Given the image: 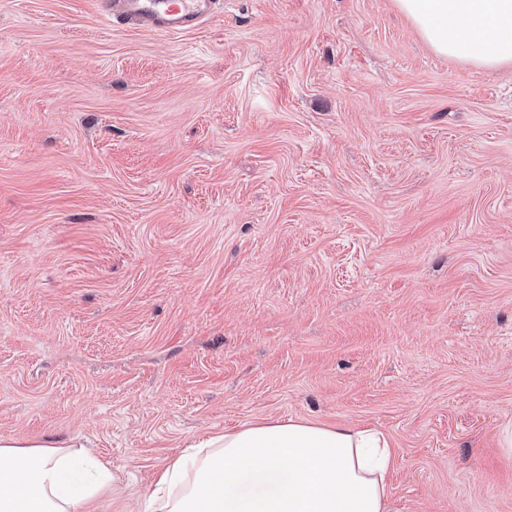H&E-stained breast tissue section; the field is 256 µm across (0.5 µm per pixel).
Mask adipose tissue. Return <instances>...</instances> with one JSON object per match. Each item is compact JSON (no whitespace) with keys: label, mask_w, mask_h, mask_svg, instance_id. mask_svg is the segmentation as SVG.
<instances>
[{"label":"adipose tissue","mask_w":512,"mask_h":512,"mask_svg":"<svg viewBox=\"0 0 512 512\" xmlns=\"http://www.w3.org/2000/svg\"><path fill=\"white\" fill-rule=\"evenodd\" d=\"M440 55L512 64V0H396ZM396 453L386 436L305 419L197 439L156 477L152 512H388ZM112 481L93 457L0 439V512H77Z\"/></svg>","instance_id":"1"}]
</instances>
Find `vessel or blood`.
<instances>
[{
    "mask_svg": "<svg viewBox=\"0 0 512 512\" xmlns=\"http://www.w3.org/2000/svg\"><path fill=\"white\" fill-rule=\"evenodd\" d=\"M220 0H102L113 21L150 31L182 32L212 16Z\"/></svg>",
    "mask_w": 512,
    "mask_h": 512,
    "instance_id": "1",
    "label": "vessel or blood"
}]
</instances>
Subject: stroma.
<instances>
[{
  "mask_svg": "<svg viewBox=\"0 0 512 512\" xmlns=\"http://www.w3.org/2000/svg\"><path fill=\"white\" fill-rule=\"evenodd\" d=\"M288 418L383 431L390 512H512V66L395 0H0V439L145 512L192 438ZM220 0H103L112 22L135 23L150 31L182 32L215 13Z\"/></svg>",
  "mask_w": 512,
  "mask_h": 512,
  "instance_id": "1",
  "label": "stroma"
}]
</instances>
